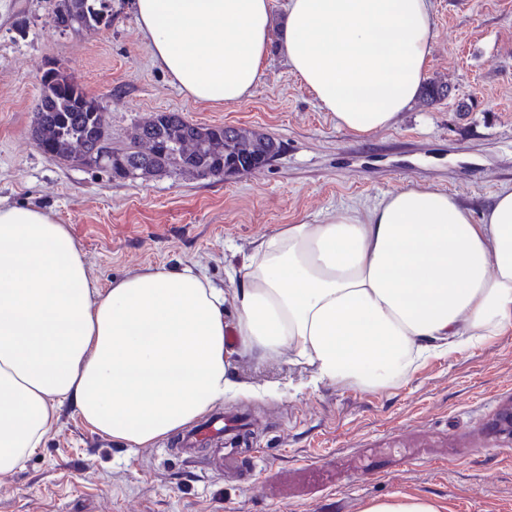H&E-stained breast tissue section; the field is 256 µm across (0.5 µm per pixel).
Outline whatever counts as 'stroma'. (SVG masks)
Instances as JSON below:
<instances>
[{
  "label": "stroma",
  "instance_id": "35a3bbf8",
  "mask_svg": "<svg viewBox=\"0 0 512 512\" xmlns=\"http://www.w3.org/2000/svg\"><path fill=\"white\" fill-rule=\"evenodd\" d=\"M55 0H0V202L52 212L96 287L146 267L194 265L216 285L254 240L283 224L364 210L419 184L481 210L512 187V0H432L426 77L447 98L415 101L390 129L360 139L322 111L279 54L246 100L192 99L160 68L133 0H112L109 26L59 32ZM100 104L112 148L157 112L254 129L282 144L269 165L199 178H120L46 156L30 135L49 63ZM249 396L220 409L262 421L237 471L179 436L130 448L70 406L24 466L0 474V512H361L367 500L424 495L445 512H512V447L484 430L512 401V333L429 359L410 378L367 391L310 389L307 368L240 358ZM275 385L278 396L265 395ZM263 449L254 458L252 449Z\"/></svg>",
  "mask_w": 512,
  "mask_h": 512
}]
</instances>
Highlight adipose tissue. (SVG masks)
Returning <instances> with one entry per match:
<instances>
[{
	"label": "adipose tissue",
	"mask_w": 512,
	"mask_h": 512,
	"mask_svg": "<svg viewBox=\"0 0 512 512\" xmlns=\"http://www.w3.org/2000/svg\"><path fill=\"white\" fill-rule=\"evenodd\" d=\"M155 60L194 100L246 99L278 47L319 107L359 138L417 98L430 0H135ZM230 287L147 267L99 290L65 225L0 204V473L20 468L72 404L143 447L250 393L236 356L290 352L320 384L384 388L428 359L512 332V190L482 213L422 186L366 213L261 236ZM233 317H226V306Z\"/></svg>",
	"instance_id": "1"
}]
</instances>
